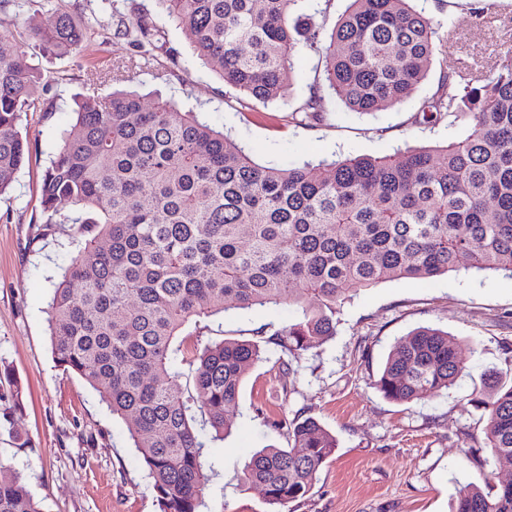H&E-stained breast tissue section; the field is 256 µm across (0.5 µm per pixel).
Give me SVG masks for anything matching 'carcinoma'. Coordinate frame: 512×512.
Wrapping results in <instances>:
<instances>
[{
  "instance_id": "1",
  "label": "carcinoma",
  "mask_w": 512,
  "mask_h": 512,
  "mask_svg": "<svg viewBox=\"0 0 512 512\" xmlns=\"http://www.w3.org/2000/svg\"><path fill=\"white\" fill-rule=\"evenodd\" d=\"M304 0H159L213 73L262 104L285 96L302 51L321 59L323 81L349 110L386 111L428 78L442 25L411 0H349L331 33L300 12ZM136 47L158 30L137 21ZM83 29L66 11L45 28L30 19L12 52L0 51V196L29 159L22 116L37 111L36 49L77 54ZM321 121L315 89L298 108ZM74 122L47 167V224L85 237L49 304L52 354L105 395L150 478L160 512H200L210 481L197 416L214 437L231 434L229 409L248 372L274 346L293 356L336 335L337 315L360 290L431 279L465 259L512 276V51L467 84L445 71L414 114L446 117L466 134L442 147L357 156L317 166L254 161L224 133L162 97L135 90L74 101ZM294 305L296 315L259 341L224 339L178 357L191 320L229 310ZM186 365L195 394L174 389ZM465 369L448 333L419 327L396 341L375 387L409 403L452 386ZM492 457L512 461V382L480 393ZM287 447L267 446L245 465L244 486L264 491L267 512L303 502L336 437L312 417L274 420ZM0 512H42L0 461ZM451 512H512V483L460 488Z\"/></svg>"
}]
</instances>
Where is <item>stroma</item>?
I'll use <instances>...</instances> for the list:
<instances>
[{"label": "stroma", "mask_w": 512, "mask_h": 512, "mask_svg": "<svg viewBox=\"0 0 512 512\" xmlns=\"http://www.w3.org/2000/svg\"><path fill=\"white\" fill-rule=\"evenodd\" d=\"M484 4L415 0L425 16L448 24L428 80L395 109L360 115L334 98L324 121L304 123L294 111L321 77L314 53L296 58L287 96L265 106L201 66L158 0H0V33L6 35L0 50H15L9 35L23 30L28 18L48 26L59 9L87 33L80 54L34 56L48 90L39 110L23 117L30 159L0 196V460L22 475L44 512H158L122 421L98 392L53 360L49 301L75 251L76 228L46 226L41 206L43 173L73 122L75 97L108 93L93 81L124 67L137 20L153 22L163 47L149 63L127 69L135 89L199 112L259 163L287 168L339 156L380 157L460 137L463 125L449 119L418 124L413 114L436 86L443 63L454 64L466 82L512 50V0H494L483 23H475L472 10ZM172 53L179 66L168 75ZM293 314L285 305L231 311L189 323L185 331L205 342L252 340L280 330ZM419 327L456 339L464 374L425 400L386 399L373 380L397 339ZM492 372L512 381V277L461 270L362 291L345 304L332 339L285 363L269 351L267 362L249 371L231 436L208 450L214 474L203 512H266L262 490L241 487L239 477L259 448L285 445L273 421L300 415L316 418L337 447L296 512H450L458 489L480 482L483 473L494 485L512 480V466L492 463L484 446L487 411L478 392Z\"/></svg>", "instance_id": "obj_1"}]
</instances>
